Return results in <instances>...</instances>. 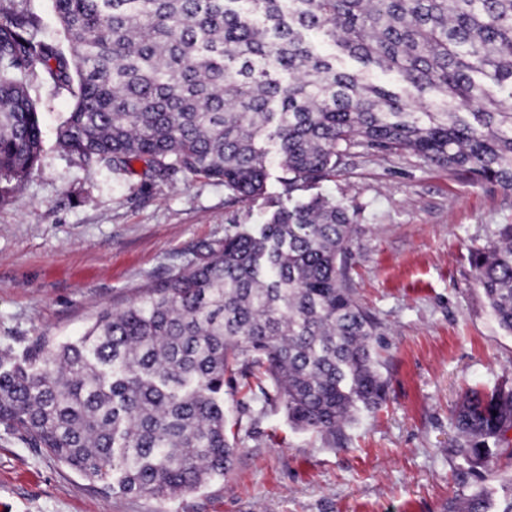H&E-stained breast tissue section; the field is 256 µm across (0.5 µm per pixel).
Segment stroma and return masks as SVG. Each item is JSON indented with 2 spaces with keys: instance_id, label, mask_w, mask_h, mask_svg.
I'll return each instance as SVG.
<instances>
[{
  "instance_id": "obj_1",
  "label": "stroma",
  "mask_w": 512,
  "mask_h": 512,
  "mask_svg": "<svg viewBox=\"0 0 512 512\" xmlns=\"http://www.w3.org/2000/svg\"><path fill=\"white\" fill-rule=\"evenodd\" d=\"M29 91L43 129L21 184H0V346L80 336L104 308L187 267L229 224L264 223L281 200L268 144L264 198L229 204L222 183L76 164L56 141L73 97L42 70ZM319 193L355 210L345 262L376 319L386 402L359 415L342 448L294 430L272 409L234 467L166 500L122 495L0 430V512H448L458 485L451 420L467 390L512 387V335L500 329L470 249L512 224V193L450 177L412 156L355 158ZM488 512L512 502V456L494 458Z\"/></svg>"
}]
</instances>
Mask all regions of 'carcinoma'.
Segmentation results:
<instances>
[{
    "instance_id": "cac0c4a2",
    "label": "carcinoma",
    "mask_w": 512,
    "mask_h": 512,
    "mask_svg": "<svg viewBox=\"0 0 512 512\" xmlns=\"http://www.w3.org/2000/svg\"><path fill=\"white\" fill-rule=\"evenodd\" d=\"M24 3L0 0V182L39 158V66L77 87L55 136L83 166L142 161L151 178L202 175L255 201L274 121L289 195L361 151L512 191V0H53L67 54ZM389 72L400 90L372 79ZM354 220L316 195L229 224L81 336L1 348L0 425L115 492L159 499L232 465L224 397L242 389L252 422L280 406L294 429L343 444L387 400L377 322L346 282ZM469 261L512 335V224ZM454 424L460 475L485 479L512 447V389L471 391ZM459 501L450 512H487L465 479Z\"/></svg>"
}]
</instances>
